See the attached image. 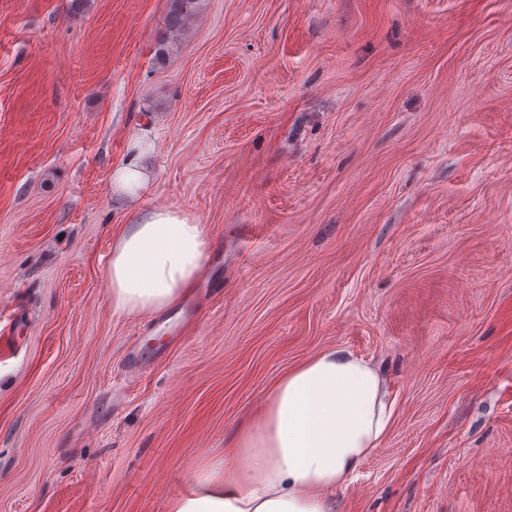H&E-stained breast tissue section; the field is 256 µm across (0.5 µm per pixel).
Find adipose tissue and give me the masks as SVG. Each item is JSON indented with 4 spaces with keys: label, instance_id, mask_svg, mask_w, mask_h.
Returning <instances> with one entry per match:
<instances>
[{
    "label": "adipose tissue",
    "instance_id": "adipose-tissue-1",
    "mask_svg": "<svg viewBox=\"0 0 512 512\" xmlns=\"http://www.w3.org/2000/svg\"><path fill=\"white\" fill-rule=\"evenodd\" d=\"M210 229L183 210L137 212L112 238L104 270L113 314L142 317L185 297L205 276ZM396 400L368 359L327 348L284 373L243 424L222 464L202 470L168 512H331L389 432Z\"/></svg>",
    "mask_w": 512,
    "mask_h": 512
}]
</instances>
